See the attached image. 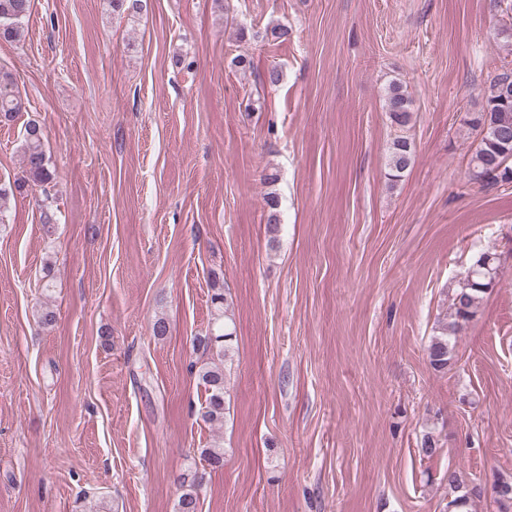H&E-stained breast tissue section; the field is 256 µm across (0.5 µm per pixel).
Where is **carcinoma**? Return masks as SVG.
Wrapping results in <instances>:
<instances>
[{
  "label": "carcinoma",
  "mask_w": 512,
  "mask_h": 512,
  "mask_svg": "<svg viewBox=\"0 0 512 512\" xmlns=\"http://www.w3.org/2000/svg\"><path fill=\"white\" fill-rule=\"evenodd\" d=\"M112 11L130 18L147 10L148 0H109ZM31 0H0V41L13 42L21 35L22 22L27 17ZM412 98L407 86L393 82L385 95V111L391 124L406 128L412 119ZM24 108V102L14 91L13 77L0 70V122L12 120ZM464 124L478 136L472 157L471 179L491 188L512 183V66L504 65L489 81L484 92L482 107L469 112ZM413 141L406 135L393 138L389 153V176L393 180L403 177L414 159ZM23 157L28 181L42 186L54 179L49 159L44 150L43 128L36 122L25 127ZM472 277L459 283L454 297V320L442 327L441 334L432 339L427 349L430 364L437 370L448 366L452 359V339L456 338L463 325L477 312L484 295L497 285L498 264L494 254H480L467 269ZM234 329L229 323L218 327L201 340L205 350L216 351L217 356L226 357ZM199 377L208 391L207 405L202 413L206 423L219 426L224 422V369L213 365L199 372ZM197 474L180 475L181 484H190L192 489L183 493L178 500V512H198V497L193 487L200 484ZM448 490L453 498L448 509L469 512L473 492L464 490V482L455 471H448Z\"/></svg>",
  "instance_id": "1"
}]
</instances>
